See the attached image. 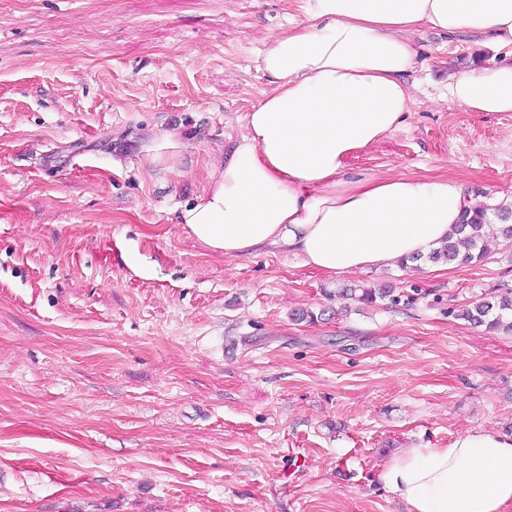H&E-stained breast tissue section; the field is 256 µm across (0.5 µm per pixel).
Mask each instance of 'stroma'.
Here are the masks:
<instances>
[{
  "mask_svg": "<svg viewBox=\"0 0 512 512\" xmlns=\"http://www.w3.org/2000/svg\"><path fill=\"white\" fill-rule=\"evenodd\" d=\"M293 15L0 0V512H407L379 479L393 457L512 435V332L459 316L512 289V244L328 275L272 247L226 258L178 224L271 89L257 54ZM486 41L413 34L410 110L345 177L512 198V112L447 91L493 63ZM165 132L186 144L172 171L141 153ZM382 284L397 303L338 314L337 289Z\"/></svg>",
  "mask_w": 512,
  "mask_h": 512,
  "instance_id": "obj_1",
  "label": "stroma"
}]
</instances>
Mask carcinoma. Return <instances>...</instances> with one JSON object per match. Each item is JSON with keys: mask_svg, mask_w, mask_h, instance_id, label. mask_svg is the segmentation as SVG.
Returning <instances> with one entry per match:
<instances>
[{"mask_svg": "<svg viewBox=\"0 0 512 512\" xmlns=\"http://www.w3.org/2000/svg\"><path fill=\"white\" fill-rule=\"evenodd\" d=\"M487 207L479 205L472 218L462 220L456 225L454 231L448 235L440 247L429 254V259L434 262L468 264L477 261L483 256V244L489 236L501 237L512 241L511 224H492L486 219ZM341 297L353 296L356 300L365 304H374L378 300L391 297L389 291L384 288L357 290L344 289L338 292ZM512 313V291L504 296L480 300L472 307L461 313V318L473 324L484 325L490 330L504 328L512 331V318H505V313Z\"/></svg>", "mask_w": 512, "mask_h": 512, "instance_id": "carcinoma-1", "label": "carcinoma"}]
</instances>
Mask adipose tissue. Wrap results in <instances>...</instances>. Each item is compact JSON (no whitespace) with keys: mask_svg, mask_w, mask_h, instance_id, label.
Masks as SVG:
<instances>
[{"mask_svg":"<svg viewBox=\"0 0 512 512\" xmlns=\"http://www.w3.org/2000/svg\"><path fill=\"white\" fill-rule=\"evenodd\" d=\"M295 2L297 19L257 59L273 89L179 223L227 258L273 247L327 274L426 254L466 209L462 183L347 179L345 162L408 112L411 34L474 30L512 48V0ZM448 95L471 112H512V60L449 76ZM380 479L407 512H512V435L469 431L446 448H409Z\"/></svg>","mask_w":512,"mask_h":512,"instance_id":"obj_1","label":"adipose tissue"}]
</instances>
